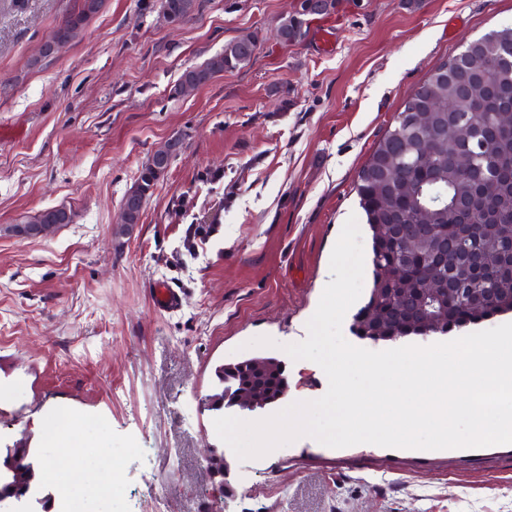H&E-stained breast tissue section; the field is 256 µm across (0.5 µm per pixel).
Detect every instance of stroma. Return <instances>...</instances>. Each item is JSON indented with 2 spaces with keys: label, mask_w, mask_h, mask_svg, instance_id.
<instances>
[{
  "label": "stroma",
  "mask_w": 512,
  "mask_h": 512,
  "mask_svg": "<svg viewBox=\"0 0 512 512\" xmlns=\"http://www.w3.org/2000/svg\"><path fill=\"white\" fill-rule=\"evenodd\" d=\"M173 25L160 0H105L59 53L37 55L80 0H0V451H30L60 499L44 434L69 411L84 449L113 452L98 480L116 512H512V444L331 448L304 436L238 459L204 407L217 365L281 361L267 418L323 396L319 365L292 360L359 213L357 175L405 100L440 63L512 26V0H334L277 40L295 0H197ZM257 34L246 66L174 98L182 72ZM172 160L139 224L120 225L142 163ZM65 206L74 221L12 232ZM207 233L188 251L190 230ZM184 292L180 310L154 284ZM258 337L272 346L255 345ZM306 14L298 16L295 15L284 17L276 29V37L280 42L287 44L288 42H294L301 39L303 32L302 27L304 19L301 18ZM154 291V303L162 310L176 311L183 304L184 295L181 290L172 288L169 283L158 284Z\"/></svg>",
  "instance_id": "1"
}]
</instances>
